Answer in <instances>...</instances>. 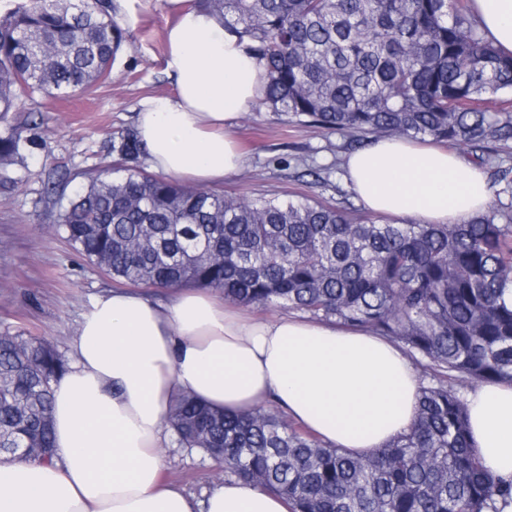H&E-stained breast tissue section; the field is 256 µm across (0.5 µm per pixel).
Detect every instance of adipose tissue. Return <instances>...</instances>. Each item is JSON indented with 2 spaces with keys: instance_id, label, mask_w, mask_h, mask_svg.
Here are the masks:
<instances>
[{
  "instance_id": "adipose-tissue-1",
  "label": "adipose tissue",
  "mask_w": 512,
  "mask_h": 512,
  "mask_svg": "<svg viewBox=\"0 0 512 512\" xmlns=\"http://www.w3.org/2000/svg\"><path fill=\"white\" fill-rule=\"evenodd\" d=\"M164 71L175 93L144 101L135 130L154 171L199 185L246 164L233 122L265 82L250 41L213 13L169 0ZM482 30L512 53V0H472ZM344 179L363 207L421 224H464L492 191L482 169L448 149L379 138L348 154ZM189 394L243 412L277 401L287 416L354 454L414 423L416 372L388 340L289 316L245 314L211 288L167 303L115 289L96 296L53 385L55 451L46 462H0V512H290L285 499L237 480L202 497L163 477L170 408ZM471 442L484 467L512 482V384L471 390Z\"/></svg>"
}]
</instances>
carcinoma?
<instances>
[{
  "mask_svg": "<svg viewBox=\"0 0 512 512\" xmlns=\"http://www.w3.org/2000/svg\"><path fill=\"white\" fill-rule=\"evenodd\" d=\"M238 27L266 69L254 111L301 126L426 137L496 161L512 143V54L485 37L471 0H195ZM111 0H21L0 17V118L20 94L105 82L128 35ZM0 133V161L37 145ZM58 211L56 232L112 279L214 288L239 305L286 306L396 345L428 382L408 432L350 454L270 402L217 412L183 395L179 448L224 449V476L288 499L291 512H497L505 493L468 431L451 381L512 382V211L466 224H382L327 202L228 197L149 175L136 130ZM67 361L38 336L0 334V445L51 457L52 384Z\"/></svg>",
  "mask_w": 512,
  "mask_h": 512,
  "instance_id": "carcinoma-1",
  "label": "carcinoma"
}]
</instances>
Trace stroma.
I'll list each match as a JSON object with an SVG mask.
<instances>
[{"label": "stroma", "instance_id": "stroma-1", "mask_svg": "<svg viewBox=\"0 0 512 512\" xmlns=\"http://www.w3.org/2000/svg\"><path fill=\"white\" fill-rule=\"evenodd\" d=\"M138 22L130 47L118 55L106 83L57 98L21 96L17 111L0 120L27 125L37 141L24 163L0 166V333L21 331L69 353L82 313L93 296L117 283L91 265L54 231L60 204L46 194L60 181L73 194L96 170L116 168L113 137L135 125L145 99L172 95L163 73L165 32L173 21L167 0H136ZM234 132L246 167L221 192L247 198L308 197L362 213L342 176L343 156L355 145L336 132L308 129L270 112H247ZM165 475L202 495L219 481L217 468L184 449H165Z\"/></svg>", "mask_w": 512, "mask_h": 512}]
</instances>
